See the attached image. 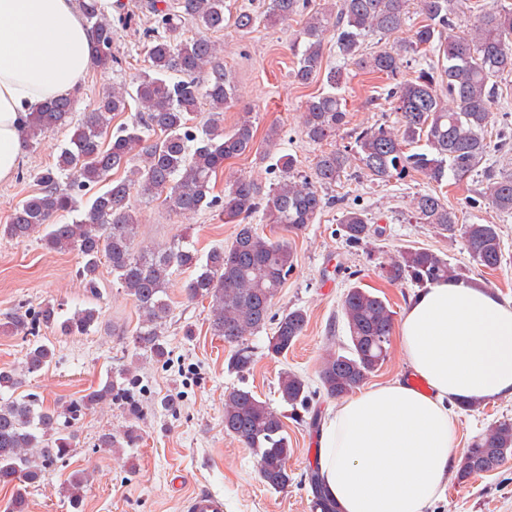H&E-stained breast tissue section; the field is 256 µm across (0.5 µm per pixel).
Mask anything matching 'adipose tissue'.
<instances>
[{"label": "adipose tissue", "instance_id": "adipose-tissue-1", "mask_svg": "<svg viewBox=\"0 0 512 512\" xmlns=\"http://www.w3.org/2000/svg\"><path fill=\"white\" fill-rule=\"evenodd\" d=\"M92 46L77 0H0V183L17 173L31 113L75 94ZM399 335L428 389L396 380L337 406L319 466L340 512H424L459 454L453 405L512 396V300L437 282L413 298Z\"/></svg>", "mask_w": 512, "mask_h": 512}]
</instances>
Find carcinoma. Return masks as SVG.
Instances as JSON below:
<instances>
[{
    "instance_id": "obj_1",
    "label": "carcinoma",
    "mask_w": 512,
    "mask_h": 512,
    "mask_svg": "<svg viewBox=\"0 0 512 512\" xmlns=\"http://www.w3.org/2000/svg\"><path fill=\"white\" fill-rule=\"evenodd\" d=\"M158 2L143 4L154 20L144 45L148 71L103 94L97 107L77 122L71 97L52 100L31 114L29 143H38L59 128H70L71 135L54 166L35 175L37 191L21 202L9 223L0 225V236L24 240L38 234L50 250L78 252L79 277L92 294L97 293L100 267L107 266L112 282L140 312L139 323L131 331L135 348L157 359L168 355L165 328L173 274L193 271L184 287L186 299L209 300L210 331L235 347L229 365L244 373L254 361L244 337L260 332L272 319L273 300L295 267L291 242L267 236L253 224L254 218L294 235L301 233L333 204L323 189L336 184L350 167L382 182L419 174L438 186L476 172L491 149L487 127L497 98L494 79L512 72V2L496 0V5L480 9L467 33L456 35L454 0H419L422 20L411 40L369 55L363 53L364 36L402 30L409 0H336L334 10L313 13L308 11V0H270L260 14L241 9L234 19L240 30L253 28L261 19L299 25L290 52L294 78L302 84L320 73L325 36L333 35L344 64L393 81L386 96L399 114L396 130L383 124L353 130L347 145L319 157L311 176L295 173L291 156L280 157V180L264 197L253 181L242 177L233 180L224 196L214 194L212 178L224 163L252 147L251 115L243 112L233 130H224L220 115L235 99L234 85L215 62L213 41L204 36L185 38L181 33L185 21L206 31L223 30L224 0H173L163 8ZM79 9L95 36L94 62L99 66L119 63L112 53L114 24L99 0H79ZM427 51L437 54L438 64L415 71L412 78L403 76L407 54ZM344 83L345 68L332 67L326 75L328 91L306 102L303 132L309 140H327L344 125L346 102L340 93ZM202 99L215 112L197 127L194 112ZM132 101L138 115L112 128L114 117L128 111ZM420 142L423 149L407 151ZM115 169L126 170L127 176L111 178ZM484 178L482 198L500 213L511 215L512 175H496L487 167ZM103 182L106 188L87 200L80 219L54 223L56 217L78 211L75 189ZM135 189L163 197L166 208L179 216L220 207L225 219L237 222L235 234L230 243L205 255L181 238L163 249L146 245L138 240V219L129 206ZM413 209L423 223L455 234L457 214L436 192L417 195ZM339 233L347 244L358 246L369 239L372 227L362 212L346 210ZM461 237L476 266L494 270L501 265L497 225L465 224ZM381 270L390 282L421 289L464 277L427 248L408 249ZM342 315L349 331L347 342L324 358L319 371L320 389L330 399L348 396L370 380L385 359L394 325L388 304L358 285L344 293ZM307 323L301 308L283 313L268 337L267 355L287 354ZM99 326L100 313L94 307L78 308L65 317L59 306L47 303L32 314L10 316L0 329L25 337L42 327L57 328L66 336H84ZM54 355L49 344L33 343L25 353L27 372L50 365ZM132 382V367L125 365L79 400L50 407L34 394L17 393L22 379L15 369H0V485L12 490L6 512H28V487L40 482L54 464L71 457L75 421L107 400L123 399L126 385ZM278 395L294 411L309 410L313 400L305 380L291 371L280 373ZM283 418L282 412L249 389L234 388L225 396L224 432L253 450L260 479L274 491L286 489L292 481L288 471L292 449ZM137 439L136 430L129 428L120 438L110 432L101 434L98 446L131 448ZM511 458L512 420H497L465 449L457 479L467 482L497 470ZM89 481L82 469L70 475L65 493L75 512L83 506ZM304 482L312 512H337L319 466L305 471Z\"/></svg>"
}]
</instances>
